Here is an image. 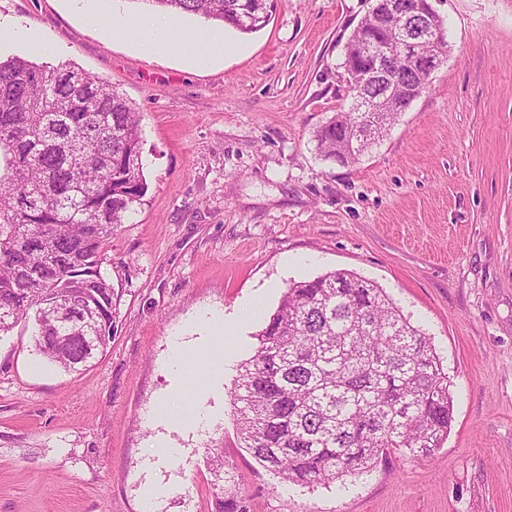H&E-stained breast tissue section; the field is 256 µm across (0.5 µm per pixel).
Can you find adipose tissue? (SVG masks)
Returning a JSON list of instances; mask_svg holds the SVG:
<instances>
[{
  "instance_id": "ef3b65f1",
  "label": "adipose tissue",
  "mask_w": 512,
  "mask_h": 512,
  "mask_svg": "<svg viewBox=\"0 0 512 512\" xmlns=\"http://www.w3.org/2000/svg\"><path fill=\"white\" fill-rule=\"evenodd\" d=\"M86 0H72L76 9L82 10L88 25L109 24L117 35L133 43L146 55H179L189 58L199 67L207 66L218 54L232 55L237 44L228 36L226 29L206 31L202 36L190 37L188 29L173 22L164 14H146L137 22H129L120 15L104 18L86 10Z\"/></svg>"
}]
</instances>
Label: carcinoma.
<instances>
[{
  "instance_id": "1",
  "label": "carcinoma",
  "mask_w": 512,
  "mask_h": 512,
  "mask_svg": "<svg viewBox=\"0 0 512 512\" xmlns=\"http://www.w3.org/2000/svg\"><path fill=\"white\" fill-rule=\"evenodd\" d=\"M256 32L273 0H145ZM374 0L345 46L344 70L367 67L358 49L367 36L394 39L411 15ZM390 97L377 74L364 82L382 120L365 141L353 138L370 112H338L315 131L323 157L348 165L380 141L425 89L400 56ZM148 190L140 116L112 85L69 64L0 61V337L19 324L35 349L66 370L86 366L77 324L57 321L54 305L84 297L99 305L101 351L112 341L113 295L102 274L114 228ZM448 373L430 339L376 283L347 270L293 281L240 364L233 404L243 447L293 485L331 486L369 472L396 454L427 456L453 418ZM227 486L216 512H250L231 486L223 456L213 460Z\"/></svg>"
}]
</instances>
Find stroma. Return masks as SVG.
<instances>
[{"mask_svg":"<svg viewBox=\"0 0 512 512\" xmlns=\"http://www.w3.org/2000/svg\"><path fill=\"white\" fill-rule=\"evenodd\" d=\"M450 52L360 161L315 130L352 98L345 45L370 0H274L238 54L197 68L85 26L70 0H0L62 63L139 112L148 191L102 263L114 336L78 371L0 338V512H215L234 468L251 512H512V0H431ZM350 270L436 347L453 422L428 457L346 485L282 484L242 448L231 393L290 281ZM208 312L234 328L209 379ZM180 338L193 377L170 365Z\"/></svg>","mask_w":512,"mask_h":512,"instance_id":"stroma-1","label":"stroma"}]
</instances>
